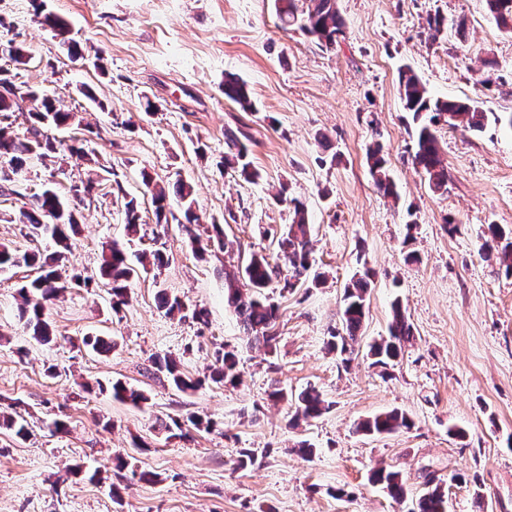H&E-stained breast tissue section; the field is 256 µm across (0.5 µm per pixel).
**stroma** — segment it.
Here are the masks:
<instances>
[{
  "label": "stroma",
  "instance_id": "stroma-1",
  "mask_svg": "<svg viewBox=\"0 0 512 512\" xmlns=\"http://www.w3.org/2000/svg\"><path fill=\"white\" fill-rule=\"evenodd\" d=\"M65 18L83 59L41 26L33 0H0V42L28 52L24 64L0 60L16 82L43 87L75 112L63 139L84 140L94 162L60 149L32 162L26 195L45 186L67 192L94 163L116 181L96 185L80 205L81 232L65 260L95 275L102 250L161 249L162 270L129 285L120 311L99 286L70 288L49 303L57 337L37 342L20 316L18 289L31 271H0V409L18 406L32 427L27 439L0 428V512H396L369 481L379 466L400 470L412 493L426 475L444 482L448 512H512V275L484 258L487 227H512V33L502 31L485 0H337L345 35L332 48L300 29H282L274 0H43ZM465 19L466 37L445 29L429 38L427 16ZM410 67L436 97L470 100L494 119L479 132L441 124L436 135L448 167V190L432 192L412 164L414 122L398 83ZM248 85L254 110L224 97V76ZM93 96L85 98L82 87ZM158 111L142 112L145 100ZM251 137L255 180L224 170L225 130ZM388 154L398 199L380 193L366 148ZM194 188L197 223L156 224L143 174ZM287 187L311 224L318 288L272 280L279 307L275 352L249 345L224 304V273L250 253L275 254L291 222L275 194ZM140 200V234L128 238L124 203ZM19 198L0 196V243L18 251H54L31 241L17 219ZM457 224L449 232V224ZM221 225L236 251L199 255L193 237ZM416 261H409V254ZM368 269L373 281L362 344L387 335L400 301L415 340L388 369L358 354L350 363L325 348L338 327L346 283ZM178 295L206 318L160 312L159 290ZM112 339L97 354L84 337ZM239 350L233 386L208 384L183 393L153 378L151 360L175 356L195 376L219 347ZM121 380L149 397L137 407L112 398ZM297 393L316 387L330 408L293 429L289 403L272 385ZM399 409L410 428L383 436L355 432L359 420ZM196 413L211 432L170 437L162 422ZM65 421L55 432L52 423ZM462 437L449 435V427ZM147 443L138 451L134 440ZM315 449L312 460L299 441ZM253 465H236L240 449ZM130 466L116 467L117 457ZM100 480L66 477L74 461ZM156 473V481L131 470ZM120 501H113V493Z\"/></svg>",
  "mask_w": 512,
  "mask_h": 512
}]
</instances>
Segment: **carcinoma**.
I'll use <instances>...</instances> for the list:
<instances>
[{
  "label": "carcinoma",
  "mask_w": 512,
  "mask_h": 512,
  "mask_svg": "<svg viewBox=\"0 0 512 512\" xmlns=\"http://www.w3.org/2000/svg\"><path fill=\"white\" fill-rule=\"evenodd\" d=\"M490 14L502 29L512 32V0H486ZM276 14L281 28L286 30L297 26L304 32L313 35L318 43L327 48L336 45L343 35L344 24L336 9V0H275ZM39 22L57 36L68 33L67 22L53 12L37 9ZM399 85L404 109L412 113L416 122L413 135V152L411 160L428 179L431 190L435 192L448 189V167L441 159L438 139L434 126L441 122L451 127H463L471 131H480L488 121L487 113L478 109L468 101L433 97L420 78L409 67L399 69ZM224 98L239 104L245 110H252L253 103L246 82L235 76L224 77ZM28 111L31 122V136L21 138L0 127V156L10 157L12 169L24 170L30 159L44 160L59 152L56 139L48 134L51 128H60L74 123L76 113L66 110L55 96L41 90L17 87L9 73L0 68V116L9 117L14 112ZM249 137L244 132L227 136L229 154L224 158V167L240 171L247 179L259 178V172L251 167L247 160ZM367 163L374 185L379 192L387 196L397 195L395 184L387 170V159L383 146L376 142L367 150ZM144 185L151 195L154 207L155 222L167 224L176 219L169 209V196H174L186 223L196 220L195 199L190 185L177 181L172 192L152 185L151 178L144 177ZM94 181L89 179L70 185L68 192L63 194L49 186L40 194L32 195V199L23 203L20 209V222L28 229V236L35 241L39 236L49 235L54 240L57 250L52 254L32 251L19 253L17 250L0 244V271L10 267L25 266L35 270V276L26 281L19 289L22 298L21 317L32 331V336L43 344L54 340L53 330L47 319L46 304L68 288L87 287L92 281L110 287L112 309L117 311L128 301V283L151 268H160L165 264L161 251H144L131 262L118 243H112L102 253V261L96 276H85L74 272L62 276L58 272V263L71 250L73 238L77 234L76 205L90 195ZM278 199L286 201L293 212L292 224L281 234L278 245L277 259L283 260L288 266L290 278L287 285L295 288L306 282L318 284L322 279L319 272H311V249L308 239L306 210L301 201L288 198L286 191L278 194ZM126 229L128 234L137 233L140 214L139 202L132 197L125 203ZM196 250L204 251L214 245L225 248L224 233L221 225H213V234L203 241L193 239ZM484 248L487 254L495 253L499 265L505 272L512 275V228L505 229L498 224L488 225V239ZM280 273L279 264L273 263L269 257L253 254L238 274L227 275L224 279V294L227 305L233 310L238 323L250 345L263 347L273 352L277 344L276 325L278 306L263 295L274 277ZM371 284L366 272L355 274L345 286L343 293V310L340 327L330 331L326 344L341 361L347 364L355 353L359 331L366 317V301ZM158 308L167 315L191 311L195 320L204 319V311L192 310L180 298L161 290L157 295ZM413 339L412 326L400 303L392 307V319L388 327V335L368 345V356L373 365L381 368L399 361ZM153 374L163 376L176 389L182 392L195 391L205 383L215 385H233L238 380V351L225 345L214 352V361L209 366L208 375L194 378L185 374L177 360L171 356H156L151 360ZM112 395L122 402L135 406L148 402V396L140 391L127 387L117 380L111 386ZM273 401L286 400L288 391L273 387L269 393ZM295 401V414L290 423L299 419L312 420L320 417L328 404L322 394L314 387H308L298 395L290 398ZM0 425L12 431L18 438L25 439L30 435L29 423L25 416L14 411L0 417ZM411 426L410 418L403 412L393 409L375 414L356 423L355 432L364 435H390ZM162 427L175 438H184L190 430L208 431L213 422L199 415L190 413L186 417L173 418L171 422L162 423ZM370 481L382 486L385 494L398 506L411 503L408 512H447L448 495L444 488L428 478L421 493L413 498L400 472L380 466L372 470Z\"/></svg>",
  "instance_id": "cac0c4a2"
}]
</instances>
